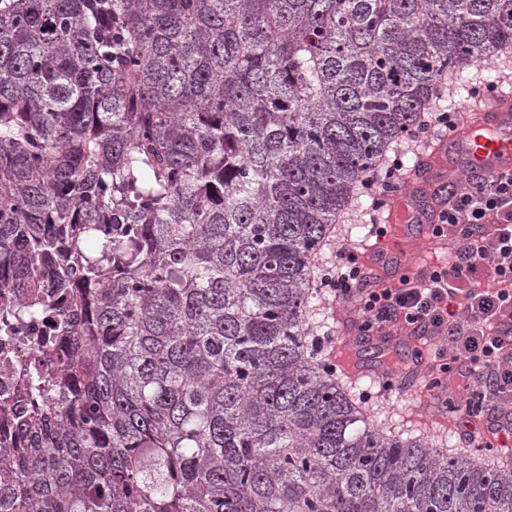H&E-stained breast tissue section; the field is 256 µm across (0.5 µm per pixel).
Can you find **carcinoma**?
<instances>
[{
	"label": "carcinoma",
	"instance_id": "cac0c4a2",
	"mask_svg": "<svg viewBox=\"0 0 512 512\" xmlns=\"http://www.w3.org/2000/svg\"><path fill=\"white\" fill-rule=\"evenodd\" d=\"M512 0H0V332L53 319L0 512H512V459L370 423L314 258Z\"/></svg>",
	"mask_w": 512,
	"mask_h": 512
}]
</instances>
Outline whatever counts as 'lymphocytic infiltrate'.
Returning <instances> with one entry per match:
<instances>
[{"label":"lymphocytic infiltrate","mask_w":512,"mask_h":512,"mask_svg":"<svg viewBox=\"0 0 512 512\" xmlns=\"http://www.w3.org/2000/svg\"><path fill=\"white\" fill-rule=\"evenodd\" d=\"M454 239L444 265L422 267L399 282L375 283L354 248H341L319 275L317 291L353 305L363 335L394 328L434 347L431 390L461 418H485L512 433V173L465 179L430 227ZM463 383L459 402L443 395V377Z\"/></svg>","instance_id":"1"}]
</instances>
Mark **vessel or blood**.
Returning <instances> with one entry per match:
<instances>
[{"label": "vessel or blood", "instance_id": "vessel-or-blood-1", "mask_svg": "<svg viewBox=\"0 0 512 512\" xmlns=\"http://www.w3.org/2000/svg\"><path fill=\"white\" fill-rule=\"evenodd\" d=\"M454 143L466 175L512 170V94L497 92L490 104L473 109Z\"/></svg>", "mask_w": 512, "mask_h": 512}]
</instances>
